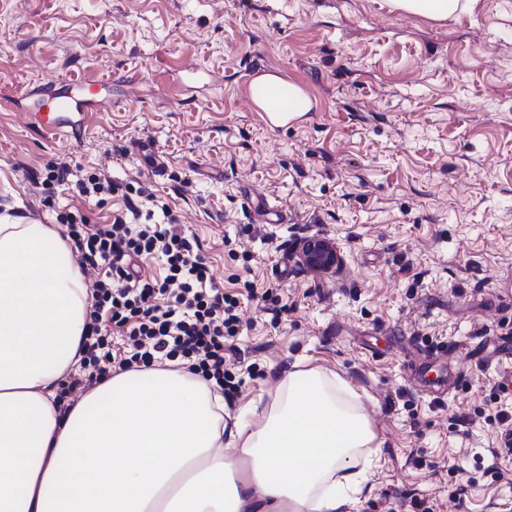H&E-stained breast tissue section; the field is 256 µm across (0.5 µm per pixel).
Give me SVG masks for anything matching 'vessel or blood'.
<instances>
[{"label":"vessel or blood","instance_id":"b4317fda","mask_svg":"<svg viewBox=\"0 0 512 512\" xmlns=\"http://www.w3.org/2000/svg\"><path fill=\"white\" fill-rule=\"evenodd\" d=\"M97 87V81L89 79L53 82L19 92L8 106L13 110L34 107L36 129L42 135L75 139L84 127L83 115L95 109Z\"/></svg>","mask_w":512,"mask_h":512}]
</instances>
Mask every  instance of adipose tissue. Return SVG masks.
Listing matches in <instances>:
<instances>
[{
  "label": "adipose tissue",
  "mask_w": 512,
  "mask_h": 512,
  "mask_svg": "<svg viewBox=\"0 0 512 512\" xmlns=\"http://www.w3.org/2000/svg\"><path fill=\"white\" fill-rule=\"evenodd\" d=\"M252 91L297 115L311 108L272 75ZM75 253L50 225L0 216V512H146L186 465L156 512H352L381 444L337 374L284 371L266 408L229 417L198 376L134 370L60 414L86 322Z\"/></svg>",
  "instance_id": "ef3b65f1"
}]
</instances>
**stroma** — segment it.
<instances>
[{"instance_id": "obj_1", "label": "stroma", "mask_w": 512, "mask_h": 512, "mask_svg": "<svg viewBox=\"0 0 512 512\" xmlns=\"http://www.w3.org/2000/svg\"><path fill=\"white\" fill-rule=\"evenodd\" d=\"M257 59L313 103L288 130L243 99ZM61 78L110 82L112 104L72 145L0 111V205L54 223L28 177L52 162L140 185L225 292L268 294L239 307L233 408L292 365L336 373L382 443L353 512H397L404 494L512 512V484L476 458L443 467L500 447L512 411V0L440 22L387 0H0V98ZM316 232L339 274L298 264L293 242Z\"/></svg>"}]
</instances>
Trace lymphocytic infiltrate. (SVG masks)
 <instances>
[{
  "label": "lymphocytic infiltrate",
  "mask_w": 512,
  "mask_h": 512,
  "mask_svg": "<svg viewBox=\"0 0 512 512\" xmlns=\"http://www.w3.org/2000/svg\"><path fill=\"white\" fill-rule=\"evenodd\" d=\"M44 185L73 191L82 200L104 202L121 194L123 208L106 224H92L77 209L56 214L77 250L81 270L95 277L92 300L78 353L81 373L68 375L56 397L60 410L118 372L149 368L162 360L205 381L215 382L225 399L238 391L224 368V350L240 331V301L225 294L209 274L196 235L182 229L164 204L146 207L133 184L106 174L74 177L67 164L48 165ZM160 259L161 278L147 276L141 263Z\"/></svg>",
  "instance_id": "obj_1"
}]
</instances>
